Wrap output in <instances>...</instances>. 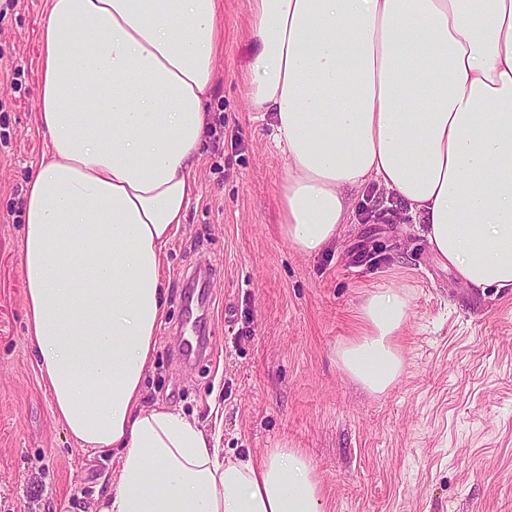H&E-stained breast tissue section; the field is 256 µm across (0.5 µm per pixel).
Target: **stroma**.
<instances>
[{
  "mask_svg": "<svg viewBox=\"0 0 512 512\" xmlns=\"http://www.w3.org/2000/svg\"><path fill=\"white\" fill-rule=\"evenodd\" d=\"M48 0H0V512H95L114 480L53 413L26 339L21 219L47 149L36 108L38 34ZM250 0H220L211 126L191 173L186 218L168 244L166 314L144 401L219 430L226 455L302 449L326 512H512V291L462 287L400 202L356 198L322 253L280 235L284 160L245 103ZM376 260L356 264L354 243ZM207 268L209 356L186 368L178 333L189 275ZM402 288L412 315L405 372L375 396L336 366L366 290Z\"/></svg>",
  "mask_w": 512,
  "mask_h": 512,
  "instance_id": "obj_1",
  "label": "stroma"
}]
</instances>
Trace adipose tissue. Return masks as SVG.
<instances>
[{
	"label": "adipose tissue",
	"mask_w": 512,
	"mask_h": 512,
	"mask_svg": "<svg viewBox=\"0 0 512 512\" xmlns=\"http://www.w3.org/2000/svg\"><path fill=\"white\" fill-rule=\"evenodd\" d=\"M218 0H49L24 194L27 338L53 411L115 449L96 512H323L298 448L224 456L181 411L143 404L164 316L162 263L209 117ZM248 109L285 160L280 232L311 256L369 183L407 208L468 288L512 289V0H251ZM411 315L367 292L337 367L380 395Z\"/></svg>",
	"instance_id": "obj_1"
}]
</instances>
